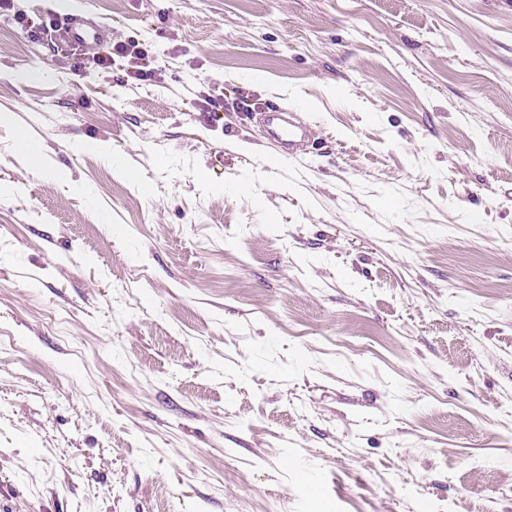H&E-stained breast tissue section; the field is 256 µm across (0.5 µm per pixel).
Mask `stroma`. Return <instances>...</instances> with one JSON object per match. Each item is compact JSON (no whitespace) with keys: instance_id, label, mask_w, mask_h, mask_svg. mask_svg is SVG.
<instances>
[{"instance_id":"35a3bbf8","label":"stroma","mask_w":512,"mask_h":512,"mask_svg":"<svg viewBox=\"0 0 512 512\" xmlns=\"http://www.w3.org/2000/svg\"><path fill=\"white\" fill-rule=\"evenodd\" d=\"M12 4L0 512H512V0ZM68 26L69 29L65 36L75 44L94 46L104 40L102 29L87 25L77 17H75L72 25ZM150 52V49L139 41L121 42L108 47L105 54L96 53L87 59L99 67L108 68L111 67L114 56L123 58L127 62V76L144 80L152 75L150 70H146L151 57ZM286 111L275 105L263 111V122L272 135L288 145L293 154H297L307 143L309 128L299 121L286 119Z\"/></svg>"}]
</instances>
